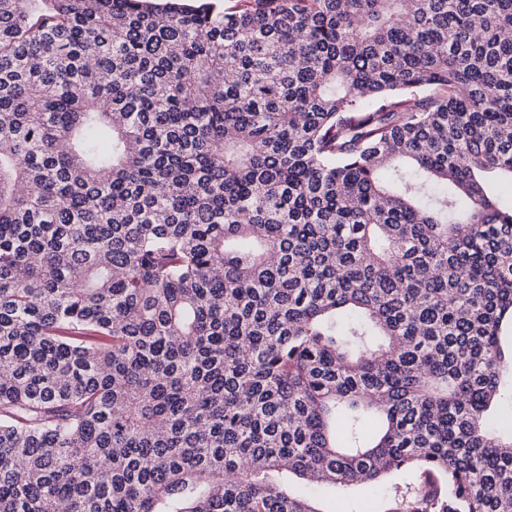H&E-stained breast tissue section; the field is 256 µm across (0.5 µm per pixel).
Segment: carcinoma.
Segmentation results:
<instances>
[{"mask_svg": "<svg viewBox=\"0 0 512 512\" xmlns=\"http://www.w3.org/2000/svg\"><path fill=\"white\" fill-rule=\"evenodd\" d=\"M487 174L512 0H0V512H512ZM385 490V484L369 483L356 486L348 492H341L336 490L335 494V491L331 490L325 495V507L327 510H332L335 506V501L340 500L342 504V510L355 511L358 510L357 503L359 501L375 495H381L385 492Z\"/></svg>", "mask_w": 512, "mask_h": 512, "instance_id": "obj_1", "label": "carcinoma"}]
</instances>
